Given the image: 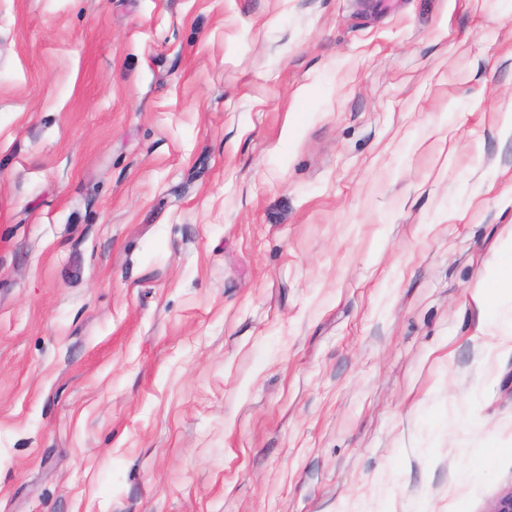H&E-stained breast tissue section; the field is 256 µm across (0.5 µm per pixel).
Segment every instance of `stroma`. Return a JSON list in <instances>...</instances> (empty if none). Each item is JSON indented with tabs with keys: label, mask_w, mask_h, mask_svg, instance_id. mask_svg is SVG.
Wrapping results in <instances>:
<instances>
[{
	"label": "stroma",
	"mask_w": 512,
	"mask_h": 512,
	"mask_svg": "<svg viewBox=\"0 0 512 512\" xmlns=\"http://www.w3.org/2000/svg\"><path fill=\"white\" fill-rule=\"evenodd\" d=\"M511 102L512 0H0V512H490ZM489 279L498 293L496 302H489L485 290L479 289L474 301L478 309V336L486 345L504 353H512V241L503 246ZM509 302V308L505 304Z\"/></svg>",
	"instance_id": "obj_1"
}]
</instances>
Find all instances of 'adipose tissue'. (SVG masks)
Here are the masks:
<instances>
[{
	"instance_id": "ef3b65f1",
	"label": "adipose tissue",
	"mask_w": 512,
	"mask_h": 512,
	"mask_svg": "<svg viewBox=\"0 0 512 512\" xmlns=\"http://www.w3.org/2000/svg\"><path fill=\"white\" fill-rule=\"evenodd\" d=\"M489 278L498 299L492 303L485 292H477V332L486 345L512 353V241L503 246Z\"/></svg>"
}]
</instances>
